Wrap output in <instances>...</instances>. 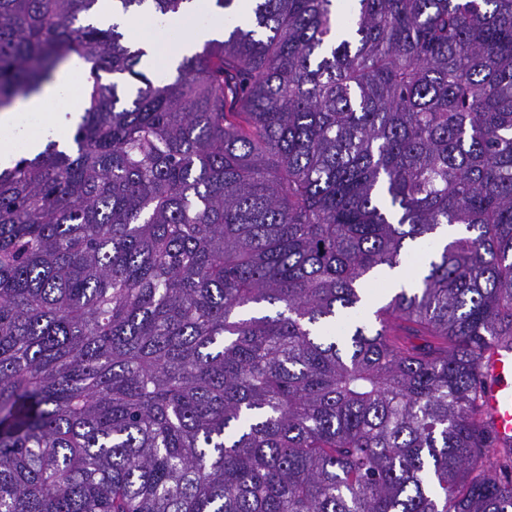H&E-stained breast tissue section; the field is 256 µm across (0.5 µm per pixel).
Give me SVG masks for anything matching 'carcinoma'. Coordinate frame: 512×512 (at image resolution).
Listing matches in <instances>:
<instances>
[{
    "instance_id": "obj_1",
    "label": "carcinoma",
    "mask_w": 512,
    "mask_h": 512,
    "mask_svg": "<svg viewBox=\"0 0 512 512\" xmlns=\"http://www.w3.org/2000/svg\"><path fill=\"white\" fill-rule=\"evenodd\" d=\"M97 2L0 0V110L91 81L0 171V512H512V0H214L173 78ZM492 378L483 395V408L500 444L512 440V349L501 347L486 361Z\"/></svg>"
}]
</instances>
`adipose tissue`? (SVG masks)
<instances>
[{"label": "adipose tissue", "mask_w": 512, "mask_h": 512, "mask_svg": "<svg viewBox=\"0 0 512 512\" xmlns=\"http://www.w3.org/2000/svg\"><path fill=\"white\" fill-rule=\"evenodd\" d=\"M213 0H191L186 11L170 18L169 23L179 33L172 49H164L161 36L136 34L137 19L113 14L111 0H100L95 17L102 24L119 23L130 33L131 44L147 51L148 64L163 62L170 67L182 53L199 49L206 41L224 36V17L212 6ZM86 63L74 60L70 67L59 71L53 81L17 106L0 111V169L13 166L19 143H26L29 154H36L48 140L64 141L66 128L79 123L87 107L82 93L73 86Z\"/></svg>", "instance_id": "1"}]
</instances>
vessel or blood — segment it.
I'll return each mask as SVG.
<instances>
[{
  "label": "vessel or blood",
  "mask_w": 512,
  "mask_h": 512,
  "mask_svg": "<svg viewBox=\"0 0 512 512\" xmlns=\"http://www.w3.org/2000/svg\"><path fill=\"white\" fill-rule=\"evenodd\" d=\"M492 379L483 395V408L501 444L512 443V349L495 350L486 362Z\"/></svg>",
  "instance_id": "1"
}]
</instances>
